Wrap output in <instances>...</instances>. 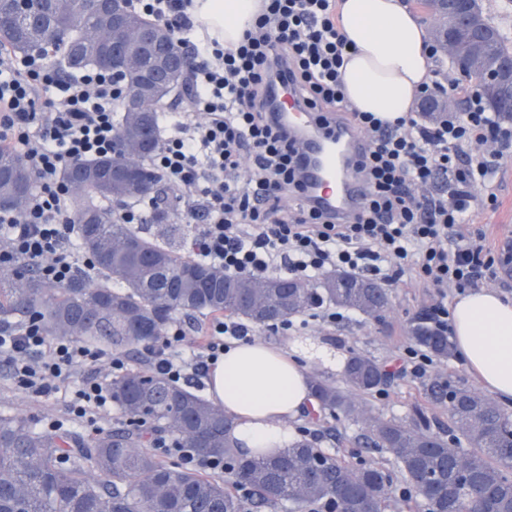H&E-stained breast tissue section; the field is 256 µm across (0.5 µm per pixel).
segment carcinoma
<instances>
[{"label": "carcinoma", "instance_id": "1", "mask_svg": "<svg viewBox=\"0 0 512 512\" xmlns=\"http://www.w3.org/2000/svg\"><path fill=\"white\" fill-rule=\"evenodd\" d=\"M128 15L155 38L128 43L125 54L138 57L137 67L121 66L125 88L119 107L115 155L66 168L63 180L73 184L88 170L103 168L98 182H87L72 194L80 247L96 264L99 280L77 276L60 286L34 271L0 272V325L40 318L48 336L70 337L87 345L135 352L159 339L157 324L174 316L193 318L224 314L270 326L328 301L370 318L388 290L373 279L349 275L353 287H336L332 272L316 284L272 276L256 290L246 276H226L203 263L185 260L169 247L129 224H116L106 202L160 197L161 184L147 160L161 143L159 111L135 112L129 104L144 97L145 70L151 58L168 51L178 58L186 49L172 30L154 24L133 7ZM106 26L85 0H39L18 9L15 0H0V46L16 52H41L55 44L65 54V73L94 67L100 52L85 44L87 33ZM489 48L509 58L512 45L486 17ZM155 102L162 105L186 81L172 67L155 72ZM134 161L135 179L112 176L113 162ZM33 189L24 161L0 151V210L21 211ZM416 343L432 354H452L448 337L426 319L413 330ZM346 385L368 393L384 384L387 374L373 359L353 353L346 359ZM324 417L351 416L355 407L346 392L318 377L310 380ZM122 426L85 440L60 429L35 430L16 415L0 414V512H248V507L288 504L302 508L327 502L334 512H384L391 484L374 466L350 467L327 454L313 440L294 441L275 456H240L231 442L234 419L198 393L141 369H129L107 382ZM426 393L433 402H450V435L419 426L371 417L357 444L387 448L408 480L448 485L446 499L428 512H476L469 490L477 485L496 491L490 512H512V417L479 393L451 381L434 380ZM152 433L172 435L203 460L218 459L229 478L175 468L147 445L143 424Z\"/></svg>", "mask_w": 512, "mask_h": 512}]
</instances>
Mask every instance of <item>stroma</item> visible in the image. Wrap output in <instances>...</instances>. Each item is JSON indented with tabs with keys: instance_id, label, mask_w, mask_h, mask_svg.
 <instances>
[{
	"instance_id": "35a3bbf8",
	"label": "stroma",
	"mask_w": 512,
	"mask_h": 512,
	"mask_svg": "<svg viewBox=\"0 0 512 512\" xmlns=\"http://www.w3.org/2000/svg\"><path fill=\"white\" fill-rule=\"evenodd\" d=\"M495 187L499 199L497 210L478 213L475 218L476 224L492 242L501 241L504 233L512 231V163L500 170ZM389 295L390 307L378 319L349 309L345 312V320L336 324L312 322L304 328L296 326L275 332L268 327L258 326L254 329L253 338L283 348L293 338H310L333 347L345 356L353 351L364 354L389 370L390 378L379 390L365 394L351 392L350 397L362 408L364 418L359 422L344 416L333 420L335 439L325 438L322 427L313 425L305 415L299 416L293 426L298 435L312 434L319 447L325 448L342 462L383 468L391 481L385 512H427L424 501L413 491L389 450L360 447L357 439L364 430L365 417L382 416L409 425L419 411L427 417L431 432L447 436V404L430 402L425 395V380L401 374L400 361L406 348L414 344L411 331L417 319L427 316L436 300L453 305L459 292L448 288L440 293L405 276L390 288ZM0 413L24 416L40 431L47 430L50 424L58 421L64 429L81 437L94 435L90 423L71 418L63 395L42 402L31 400L14 385L1 366Z\"/></svg>"
}]
</instances>
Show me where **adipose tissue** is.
Segmentation results:
<instances>
[{
	"mask_svg": "<svg viewBox=\"0 0 512 512\" xmlns=\"http://www.w3.org/2000/svg\"><path fill=\"white\" fill-rule=\"evenodd\" d=\"M260 0H194V16L224 46L237 44L260 10ZM340 25L352 51L341 70L346 101L388 121L415 108L431 78L426 31L403 0H340ZM454 340L466 368L491 392L512 399V301L477 288L452 309ZM320 358L344 368L340 354L296 340L290 350L240 342L225 350L207 380L211 402L235 416L243 450L288 447L292 423L312 401L305 364Z\"/></svg>",
	"mask_w": 512,
	"mask_h": 512,
	"instance_id": "adipose-tissue-1",
	"label": "adipose tissue"
}]
</instances>
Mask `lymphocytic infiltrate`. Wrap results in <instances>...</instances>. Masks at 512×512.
<instances>
[{
  "instance_id": "1",
  "label": "lymphocytic infiltrate",
  "mask_w": 512,
  "mask_h": 512,
  "mask_svg": "<svg viewBox=\"0 0 512 512\" xmlns=\"http://www.w3.org/2000/svg\"><path fill=\"white\" fill-rule=\"evenodd\" d=\"M135 9L186 35L194 58L186 105L168 113L172 128L148 161L170 191L187 193L189 216L202 222L186 243L194 261L262 280L273 273L307 282L347 270L385 285L413 275L430 288L462 291L495 277L502 255L472 221L495 210L496 174L512 148V124L488 111L478 91L432 80L431 93L464 91V112L428 124L419 113L390 123L345 101L340 70L347 53L338 0H263L236 48L195 37L193 0H131ZM286 80L325 134L357 131L364 143L352 170L366 187L344 219L310 206L296 142L268 110V90ZM124 86L95 68L64 75L46 54L0 47V150L20 156L35 188L22 212L0 211V271L19 267L67 284L92 278V258L76 246L71 164L115 153ZM292 198L294 208L284 206ZM204 337L185 352L188 333L171 323L148 351L153 374L198 382L231 341H250L249 325L212 316ZM0 355L29 397L70 389L69 409L95 419L111 404L104 368L117 375L125 358L67 338L45 336L38 320L0 326Z\"/></svg>"
}]
</instances>
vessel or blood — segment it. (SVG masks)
I'll use <instances>...</instances> for the list:
<instances>
[{
  "label": "vessel or blood",
  "instance_id": "vessel-or-blood-1",
  "mask_svg": "<svg viewBox=\"0 0 512 512\" xmlns=\"http://www.w3.org/2000/svg\"><path fill=\"white\" fill-rule=\"evenodd\" d=\"M272 119L286 128L300 146V167L314 206L337 214L347 213L362 199L361 184L345 165L359 143L357 133L337 130L330 137L316 131L308 112L289 88L278 85L271 92Z\"/></svg>",
  "mask_w": 512,
  "mask_h": 512
}]
</instances>
